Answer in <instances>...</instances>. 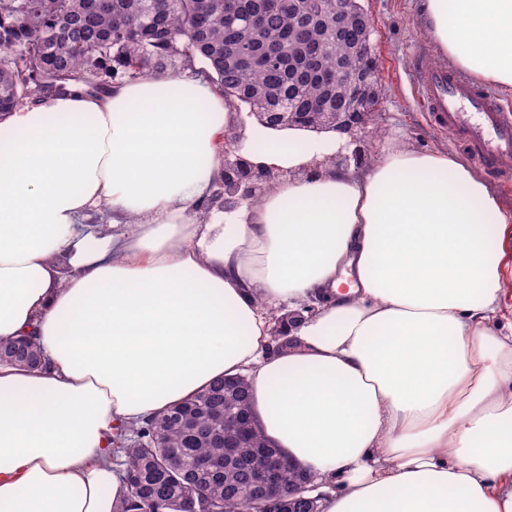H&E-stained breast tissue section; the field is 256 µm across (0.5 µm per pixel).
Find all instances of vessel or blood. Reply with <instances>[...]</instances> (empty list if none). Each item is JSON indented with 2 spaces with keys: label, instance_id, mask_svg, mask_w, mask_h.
Listing matches in <instances>:
<instances>
[{
  "label": "vessel or blood",
  "instance_id": "b4317fda",
  "mask_svg": "<svg viewBox=\"0 0 512 512\" xmlns=\"http://www.w3.org/2000/svg\"><path fill=\"white\" fill-rule=\"evenodd\" d=\"M414 79L419 102L435 124L463 140L489 174L512 178V111L447 67L418 64Z\"/></svg>",
  "mask_w": 512,
  "mask_h": 512
}]
</instances>
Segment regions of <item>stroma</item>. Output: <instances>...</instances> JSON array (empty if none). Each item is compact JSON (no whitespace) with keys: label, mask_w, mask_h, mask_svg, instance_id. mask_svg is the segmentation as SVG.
Segmentation results:
<instances>
[{"label":"stroma","mask_w":512,"mask_h":512,"mask_svg":"<svg viewBox=\"0 0 512 512\" xmlns=\"http://www.w3.org/2000/svg\"><path fill=\"white\" fill-rule=\"evenodd\" d=\"M373 23L371 41L378 65L377 114L373 124L359 133L357 144L365 158H373L393 132L418 149L441 148L458 155L474 171L481 164L462 142L437 130L420 111L412 76L417 61L439 65L435 46L418 25L419 0H361Z\"/></svg>","instance_id":"obj_1"}]
</instances>
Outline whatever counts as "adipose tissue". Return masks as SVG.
Here are the masks:
<instances>
[{"label": "adipose tissue", "mask_w": 512, "mask_h": 512, "mask_svg": "<svg viewBox=\"0 0 512 512\" xmlns=\"http://www.w3.org/2000/svg\"><path fill=\"white\" fill-rule=\"evenodd\" d=\"M442 59L512 94V0H422ZM235 104L163 73L0 115V512H115V429L247 376L322 512H512V209L448 150L247 128L279 179L204 221ZM304 309L271 352L270 313ZM0 363L39 368L43 365L39 349L30 339L0 340Z\"/></svg>", "instance_id": "adipose-tissue-1"}]
</instances>
